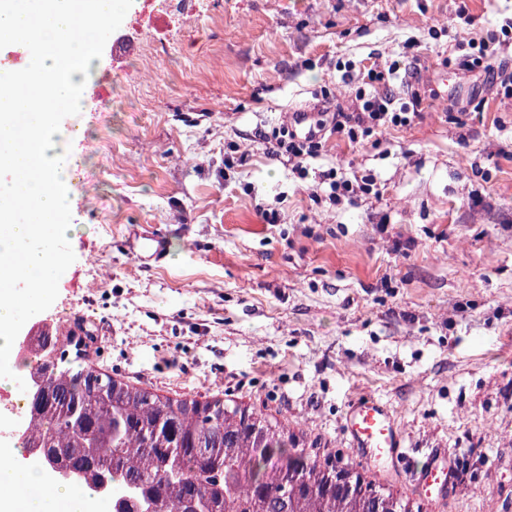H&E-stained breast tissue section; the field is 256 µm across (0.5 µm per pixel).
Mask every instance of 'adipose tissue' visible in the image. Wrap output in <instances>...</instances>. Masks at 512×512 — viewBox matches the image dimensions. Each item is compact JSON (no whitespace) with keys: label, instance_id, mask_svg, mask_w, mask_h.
<instances>
[{"label":"adipose tissue","instance_id":"adipose-tissue-1","mask_svg":"<svg viewBox=\"0 0 512 512\" xmlns=\"http://www.w3.org/2000/svg\"><path fill=\"white\" fill-rule=\"evenodd\" d=\"M21 457L16 440H0V512H85V493L48 486L39 470L21 464Z\"/></svg>","mask_w":512,"mask_h":512}]
</instances>
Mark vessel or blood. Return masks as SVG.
<instances>
[{
	"mask_svg": "<svg viewBox=\"0 0 512 512\" xmlns=\"http://www.w3.org/2000/svg\"><path fill=\"white\" fill-rule=\"evenodd\" d=\"M344 427L352 446L365 451L370 459L376 461L397 457L403 446L402 436L389 409L367 395L350 402ZM454 481V466L447 449H432L417 470L420 491L426 497L436 498Z\"/></svg>",
	"mask_w": 512,
	"mask_h": 512,
	"instance_id": "obj_1",
	"label": "vessel or blood"
}]
</instances>
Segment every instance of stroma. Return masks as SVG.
Returning a JSON list of instances; mask_svg holds the SVG:
<instances>
[{
    "mask_svg": "<svg viewBox=\"0 0 512 512\" xmlns=\"http://www.w3.org/2000/svg\"><path fill=\"white\" fill-rule=\"evenodd\" d=\"M205 0L188 25L139 6L145 72L104 49L97 96L67 163L98 182L71 193L75 254L39 315L83 363L174 399L233 400L308 452L350 457L343 421L382 401L401 462L356 470L411 512H512V0ZM493 43L494 74L468 67ZM413 57L394 83L420 118L363 144L328 138L309 167L370 179L333 205L263 133L295 112H347L361 71ZM100 149L82 153L84 142ZM233 158L225 167V158ZM169 255L143 263L138 236ZM445 448L464 485L421 495L415 472Z\"/></svg>",
    "mask_w": 512,
    "mask_h": 512,
    "instance_id": "1",
    "label": "stroma"
}]
</instances>
